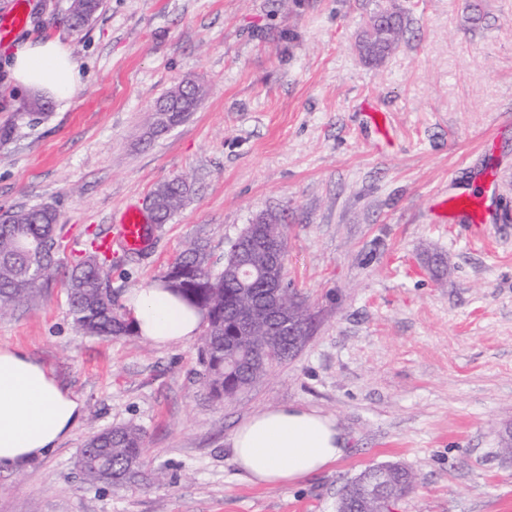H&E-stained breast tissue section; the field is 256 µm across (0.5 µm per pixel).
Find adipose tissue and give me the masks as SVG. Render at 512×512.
Listing matches in <instances>:
<instances>
[{"mask_svg": "<svg viewBox=\"0 0 512 512\" xmlns=\"http://www.w3.org/2000/svg\"><path fill=\"white\" fill-rule=\"evenodd\" d=\"M12 76L25 87L69 100L82 90L79 70L54 38L21 44ZM137 334L158 347L194 341L204 318L161 283L124 302ZM83 403L23 351L0 347V470H20L56 449L78 425ZM238 468L255 484H292L340 461L344 440L335 419L315 410L280 406L257 412L231 437Z\"/></svg>", "mask_w": 512, "mask_h": 512, "instance_id": "ef3b65f1", "label": "adipose tissue"}]
</instances>
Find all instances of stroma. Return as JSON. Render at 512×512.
<instances>
[{"label": "stroma", "mask_w": 512, "mask_h": 512, "mask_svg": "<svg viewBox=\"0 0 512 512\" xmlns=\"http://www.w3.org/2000/svg\"><path fill=\"white\" fill-rule=\"evenodd\" d=\"M67 0H33L0 46V209L50 205L60 271L91 232L159 183L192 192L139 255H112L118 299L204 242L214 269L260 214L287 228L288 280L313 333L233 400L201 383L200 341L158 348L86 336L60 279L0 315V346L50 368L85 415L52 453L0 471V512H336L364 469L417 478L393 512H512V0H103L73 33ZM407 30L379 62L359 44L377 6ZM59 39L84 88L25 114L15 47ZM190 79L200 105L166 131L156 101ZM496 180L494 224L458 223L440 201ZM282 405L337 421L346 453L286 486L251 483L230 438ZM144 433L140 484L84 481L94 433Z\"/></svg>", "instance_id": "stroma-1"}]
</instances>
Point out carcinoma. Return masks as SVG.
Listing matches in <instances>:
<instances>
[{"mask_svg":"<svg viewBox=\"0 0 512 512\" xmlns=\"http://www.w3.org/2000/svg\"><path fill=\"white\" fill-rule=\"evenodd\" d=\"M103 0H69L67 18L76 34L102 10ZM386 23L370 25L360 49L368 62L381 60L403 32V18L386 10ZM202 91L191 80L185 81L182 95L166 99L156 108L157 126L164 127L193 111ZM190 193V185L179 177L158 184L149 195L153 218L165 224ZM286 239V226L272 214H262L246 225L224 258L221 271L210 266L206 247L196 244L172 262L162 282L188 303L198 308L207 325L200 346L203 384L215 402L222 403L252 387L270 369L299 351L298 337L267 335L264 324L255 327L250 342L231 335L236 318L260 307L265 293L267 254ZM103 237L95 234L89 248L75 263L65 281L69 311L75 327L97 337L129 335L132 322L112 296L108 273V249ZM251 256L250 274L239 271L236 245ZM60 248L57 211L48 205L7 209L0 212V314L27 300L48 283ZM144 444L141 428L129 424L92 435L84 444L80 470L90 484L116 487L139 482ZM379 467L362 471L344 490L342 499L348 512H370L367 496L382 486L392 502L407 498L416 488V477L399 463L386 465V478L378 481Z\"/></svg>","mask_w":512,"mask_h":512,"instance_id":"1","label":"carcinoma"}]
</instances>
